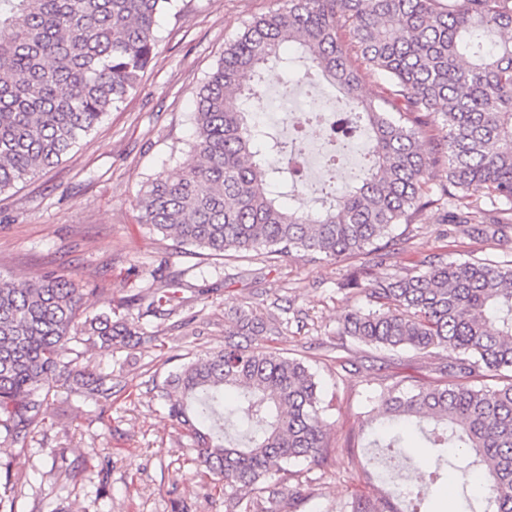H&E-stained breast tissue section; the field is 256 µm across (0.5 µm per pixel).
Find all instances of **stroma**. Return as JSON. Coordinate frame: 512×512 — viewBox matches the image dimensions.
<instances>
[{"label":"stroma","mask_w":512,"mask_h":512,"mask_svg":"<svg viewBox=\"0 0 512 512\" xmlns=\"http://www.w3.org/2000/svg\"><path fill=\"white\" fill-rule=\"evenodd\" d=\"M275 6L276 0H178L177 12L159 18L156 56L138 89L62 162L0 194V277L21 281L52 271L87 289L88 310L108 312L175 276L184 284L180 315L192 320L182 328L143 318L151 343L93 356L94 369L120 388L106 406L55 388L24 466L11 472L17 512H224L221 481L195 473L189 443L156 387L184 355L222 345L225 319L251 305L288 318L280 346L305 361L331 404L328 463L301 472L305 493L288 512H349L351 502L375 495L365 446L370 410L401 376L428 384L444 360L410 352L399 365L387 351L339 335L347 311L372 307L367 293L347 288L346 280L359 270L381 278L431 253L450 261L467 259L479 246L493 257L512 254V239L479 245L454 225L424 216L382 265L370 254L270 260L261 249L216 259L176 247L142 224L138 200L155 176L180 173L195 139L196 94L226 42ZM286 76L271 65L250 107L261 127L283 139L290 117L273 111L271 98ZM351 449L363 468L346 470ZM56 458L75 463L77 474L53 466Z\"/></svg>","instance_id":"35a3bbf8"}]
</instances>
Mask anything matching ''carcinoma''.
<instances>
[{"label":"carcinoma","instance_id":"carcinoma-1","mask_svg":"<svg viewBox=\"0 0 512 512\" xmlns=\"http://www.w3.org/2000/svg\"><path fill=\"white\" fill-rule=\"evenodd\" d=\"M176 0H0V193L58 164L103 116L136 89L158 45L157 19ZM348 32L361 64L381 75L384 95H364L360 70L338 43ZM296 43L306 63L351 103L348 123L371 135L361 177L313 220L279 203V175L297 174L296 144L269 136L255 158L249 102L262 72ZM196 139L182 175L161 174L139 201L141 221L211 256L268 253L314 261L374 252L383 263L392 231L434 213L485 242L512 227V0H281L225 45L200 89ZM442 137L429 141L430 128ZM446 180L429 187V171ZM481 219L484 226L474 227ZM374 303L346 313L339 335L398 356L441 350L432 384L399 380L379 407L371 445L405 447L402 429L437 448L462 480L461 512H512V259L426 256L362 285ZM178 283L136 297L127 313L89 314L84 289L52 271L0 279V439L26 455L49 396L62 381L84 401L112 400V375L78 359L147 341L140 320L177 312ZM284 320L241 308L224 347L197 356L161 385L168 414L189 438L196 472L224 484V512H281L288 464L328 461L324 407L304 361L274 343ZM84 345L65 359L68 343ZM496 380L490 387L484 380ZM442 478H400L410 503ZM0 512H16L10 482ZM351 512H404L390 499L358 500Z\"/></svg>","mask_w":512,"mask_h":512}]
</instances>
